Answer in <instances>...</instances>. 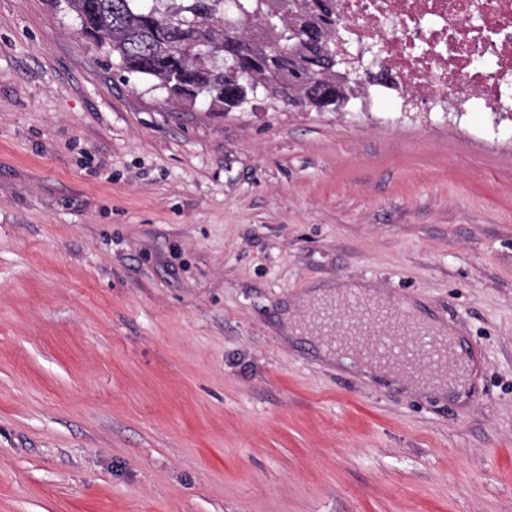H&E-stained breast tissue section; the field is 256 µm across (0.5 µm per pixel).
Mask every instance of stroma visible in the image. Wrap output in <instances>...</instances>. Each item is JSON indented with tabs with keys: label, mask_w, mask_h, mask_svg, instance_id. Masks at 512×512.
<instances>
[{
	"label": "stroma",
	"mask_w": 512,
	"mask_h": 512,
	"mask_svg": "<svg viewBox=\"0 0 512 512\" xmlns=\"http://www.w3.org/2000/svg\"><path fill=\"white\" fill-rule=\"evenodd\" d=\"M175 102L0 0V512H512V134ZM475 346L465 398L325 362L309 288ZM364 287L358 284H343L336 286V290L332 288H324L317 289L307 293L304 296V301L308 304H318L324 300L337 299L344 294H349L350 292H359L360 289Z\"/></svg>",
	"instance_id": "35a3bbf8"
}]
</instances>
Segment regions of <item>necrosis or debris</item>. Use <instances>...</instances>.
I'll return each instance as SVG.
<instances>
[{"instance_id":"1","label":"necrosis or debris","mask_w":512,"mask_h":512,"mask_svg":"<svg viewBox=\"0 0 512 512\" xmlns=\"http://www.w3.org/2000/svg\"><path fill=\"white\" fill-rule=\"evenodd\" d=\"M356 45H374L395 91L453 99L512 124V0H337Z\"/></svg>"}]
</instances>
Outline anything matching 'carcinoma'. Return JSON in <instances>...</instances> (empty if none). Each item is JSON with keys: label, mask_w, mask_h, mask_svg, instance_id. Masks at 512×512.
Here are the masks:
<instances>
[{"label": "carcinoma", "mask_w": 512, "mask_h": 512, "mask_svg": "<svg viewBox=\"0 0 512 512\" xmlns=\"http://www.w3.org/2000/svg\"><path fill=\"white\" fill-rule=\"evenodd\" d=\"M80 29L103 45L118 69L146 79L151 87L183 98L182 84L195 88V101L225 110L243 95L247 105L266 99L269 89L288 84V99L317 101L336 94L356 98L358 88L337 72L326 51L344 22L336 0H236L238 38L275 42L272 66L241 58L224 61L230 38L224 31L227 0H64ZM275 18L274 30L260 19ZM310 20L325 51L312 56L293 28Z\"/></svg>", "instance_id": "obj_1"}]
</instances>
